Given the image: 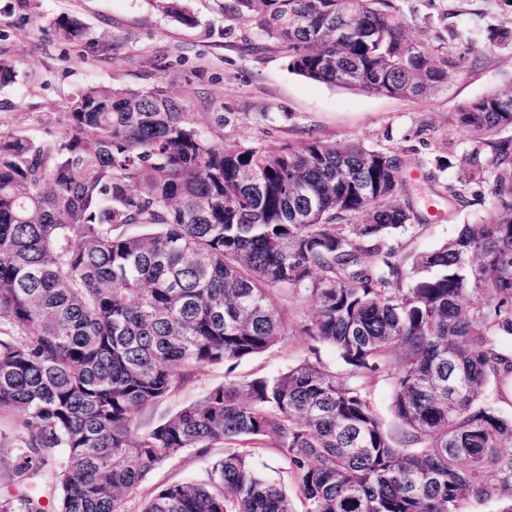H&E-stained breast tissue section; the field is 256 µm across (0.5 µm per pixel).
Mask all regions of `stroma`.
Listing matches in <instances>:
<instances>
[{
	"mask_svg": "<svg viewBox=\"0 0 512 512\" xmlns=\"http://www.w3.org/2000/svg\"><path fill=\"white\" fill-rule=\"evenodd\" d=\"M227 0H188L195 25L163 12L160 0H34L20 9L16 0H0V51L18 60L14 84L0 89V131H21L44 139L66 130L67 103L90 84L150 90L160 87L188 103L203 135L225 145L267 151L313 139L353 142L369 149L402 151L411 191L406 199L421 215L398 243L405 252H427L454 237L477 207L448 205V170L428 179L427 162L448 150L466 149L468 140L454 123L462 103L512 82V43L477 54L464 36L486 28H512V0H395L416 43L441 47L453 39L458 65L446 84L417 99H395L332 87L303 78L288 68L280 46L254 23L236 18ZM68 14L89 30L88 39L70 43L53 32L52 22ZM287 334L269 352L243 360L233 376L272 378L307 352L296 320L310 316L304 299L289 301ZM225 368L207 365L167 398L135 414L137 432L199 400L223 384ZM28 439L24 416L0 408V500L23 488L15 478L20 450ZM223 445L190 448L151 470L124 501L125 512H142L148 499L168 484L200 482ZM255 469L281 486L293 507H300L296 480L275 449H257Z\"/></svg>",
	"mask_w": 512,
	"mask_h": 512,
	"instance_id": "stroma-1",
	"label": "stroma"
}]
</instances>
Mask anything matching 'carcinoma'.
Instances as JSON below:
<instances>
[{"label": "carcinoma", "instance_id": "1", "mask_svg": "<svg viewBox=\"0 0 512 512\" xmlns=\"http://www.w3.org/2000/svg\"><path fill=\"white\" fill-rule=\"evenodd\" d=\"M164 9L191 25L180 0ZM284 48L288 68L351 91L414 99L457 65L414 43L393 0H230ZM80 42L84 24L54 20ZM490 49L512 30L471 38ZM16 61L0 52V88ZM67 129L0 132V408L30 442L17 482L53 464L56 512H124L161 461L222 443L208 481L157 490L142 512H295L254 469L274 448L304 512H512V82L461 105L452 205H485L425 253L395 244L418 219L400 202L404 154L311 140L269 152L205 138L165 90L92 84ZM490 183V201L468 199ZM156 228L133 237L126 227ZM310 300L308 354L278 376L226 380L134 434L136 409L203 365L227 366L286 335L278 296ZM331 347L345 369L321 358ZM392 388L388 430L365 379ZM0 512H45L35 492Z\"/></svg>", "mask_w": 512, "mask_h": 512}]
</instances>
